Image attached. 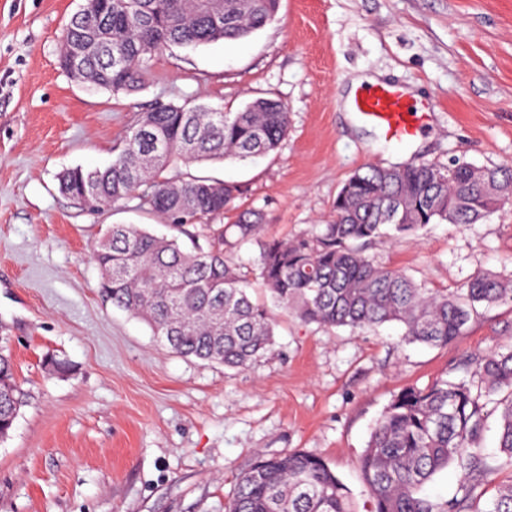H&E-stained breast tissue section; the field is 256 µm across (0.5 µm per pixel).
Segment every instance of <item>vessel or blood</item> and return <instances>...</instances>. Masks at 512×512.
<instances>
[{"label": "vessel or blood", "instance_id": "b4317fda", "mask_svg": "<svg viewBox=\"0 0 512 512\" xmlns=\"http://www.w3.org/2000/svg\"><path fill=\"white\" fill-rule=\"evenodd\" d=\"M352 109L359 122L377 128L389 141L411 142L428 126L425 104L412 101L406 88L399 84L357 89Z\"/></svg>", "mask_w": 512, "mask_h": 512}]
</instances>
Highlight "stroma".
Wrapping results in <instances>:
<instances>
[{
	"instance_id": "stroma-1",
	"label": "stroma",
	"mask_w": 512,
	"mask_h": 512,
	"mask_svg": "<svg viewBox=\"0 0 512 512\" xmlns=\"http://www.w3.org/2000/svg\"><path fill=\"white\" fill-rule=\"evenodd\" d=\"M82 0H0V349L24 405L0 440V512H224L257 454L331 462L359 512L372 427L403 387L472 379L475 358L512 345V305L484 309L455 342L406 344L281 308L272 351L229 369L169 352L106 302L92 250L111 224L164 232L128 199L98 212L59 190L69 168L104 167L156 102L228 112L270 97L289 113L276 153L187 165L241 185L263 235L292 239L332 217L343 182L369 164L512 163V0H281L250 38L159 53L135 93L85 89L63 73L64 28ZM367 71L430 105L418 142L383 140L342 106ZM369 256L456 291L479 271L512 276V207L475 224H431ZM56 355L70 370L49 371Z\"/></svg>"
}]
</instances>
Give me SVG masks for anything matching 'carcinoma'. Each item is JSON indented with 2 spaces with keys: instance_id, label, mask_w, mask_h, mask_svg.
Returning <instances> with one entry per match:
<instances>
[{
  "instance_id": "1",
  "label": "carcinoma",
  "mask_w": 512,
  "mask_h": 512,
  "mask_svg": "<svg viewBox=\"0 0 512 512\" xmlns=\"http://www.w3.org/2000/svg\"><path fill=\"white\" fill-rule=\"evenodd\" d=\"M280 0H224L215 21L208 0H95L75 13L63 33L59 67L96 90L136 92L151 61L172 46L196 48L237 42L272 23ZM125 56L122 68L112 56ZM236 112L158 103L151 133L136 125L104 168L75 167L59 177L60 190L99 211L135 198L168 220L171 235L136 224H112L93 249L101 289L112 305L149 325L172 353L243 369L274 345V319L252 299L256 278L271 300L307 324L351 331L396 323L408 344L446 346L462 336L480 309L512 304V280L478 272L450 294L430 290L403 271L375 263L365 247L375 240L413 236L429 224H475L512 204V166L475 167L453 159L435 163L367 166L354 172L333 203L332 219L291 240L262 236V213L245 210L234 223L214 220L237 209L238 185L170 175L195 162L245 161L276 152L288 135V111L266 98ZM163 164H147L157 143ZM191 241L187 247L180 236ZM205 244H200L199 239ZM259 248L257 267L245 271L232 255ZM478 381L438 379L406 386L377 420L360 459L370 512H512V481L485 503L475 495L512 468V347L476 361ZM499 411L502 460L489 464L476 447L485 428L483 408ZM23 404L10 356L0 352V439ZM453 467L458 494L433 499L424 487ZM224 512H357L352 493L325 459L297 451L262 454L241 471Z\"/></svg>"
}]
</instances>
